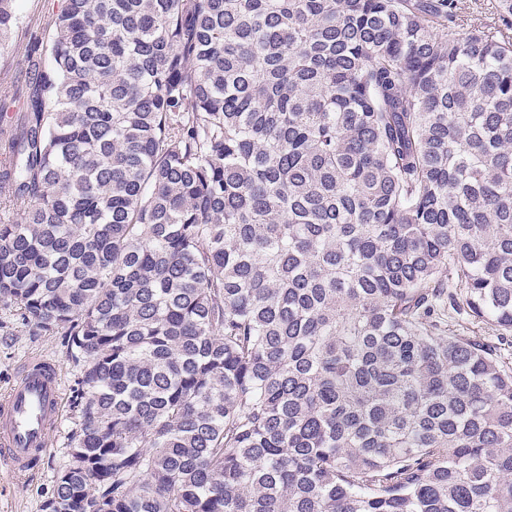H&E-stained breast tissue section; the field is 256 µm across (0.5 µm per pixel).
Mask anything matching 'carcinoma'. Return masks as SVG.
<instances>
[{
	"label": "carcinoma",
	"instance_id": "cac0c4a2",
	"mask_svg": "<svg viewBox=\"0 0 512 512\" xmlns=\"http://www.w3.org/2000/svg\"><path fill=\"white\" fill-rule=\"evenodd\" d=\"M0 0V51L21 24ZM62 0L0 128V308L80 367L44 512H512V0ZM462 1L461 19L464 21V27L470 28V24L479 22H486L493 24L497 21V16L494 8H492L495 0H460ZM494 18V19H493ZM496 18V19H495ZM467 19V21H466Z\"/></svg>",
	"mask_w": 512,
	"mask_h": 512
}]
</instances>
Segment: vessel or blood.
<instances>
[{
	"instance_id": "b4317fda",
	"label": "vessel or blood",
	"mask_w": 512,
	"mask_h": 512,
	"mask_svg": "<svg viewBox=\"0 0 512 512\" xmlns=\"http://www.w3.org/2000/svg\"><path fill=\"white\" fill-rule=\"evenodd\" d=\"M63 386L52 359L25 362L16 382L0 399V465L14 476L28 475L47 451V435L62 416Z\"/></svg>"
}]
</instances>
